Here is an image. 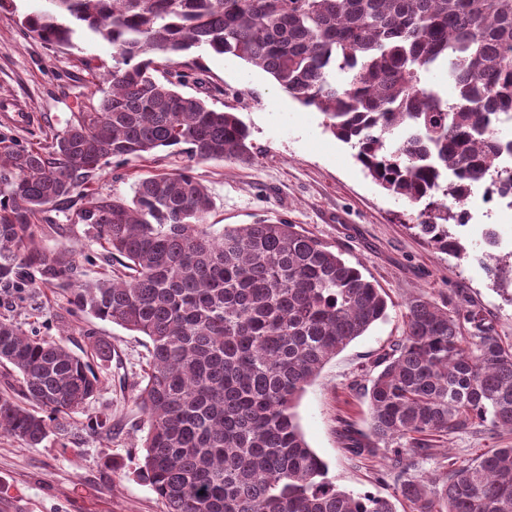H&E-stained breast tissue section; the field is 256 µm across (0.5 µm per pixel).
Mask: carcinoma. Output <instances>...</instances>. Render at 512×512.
Segmentation results:
<instances>
[{
  "label": "carcinoma",
  "instance_id": "carcinoma-1",
  "mask_svg": "<svg viewBox=\"0 0 512 512\" xmlns=\"http://www.w3.org/2000/svg\"><path fill=\"white\" fill-rule=\"evenodd\" d=\"M26 34L71 47L88 31L112 46L98 105L72 113L43 149L0 139V288L61 289L69 315L150 340L135 403L146 417L141 477L166 512H397L341 490L308 446L296 404L324 364L387 314L385 293L342 252L287 220L211 231L212 197L186 166L138 179L131 198L82 186L110 160L185 147L197 161L242 158L237 113L177 90L169 71L194 50L244 61L313 107L389 194L425 202L414 225L437 250L465 247L448 206L473 187L512 195V0H50ZM443 71L456 97L427 75ZM75 207L73 224L119 268L89 281L38 217ZM0 435L35 448L64 432L100 379L91 361L0 317ZM363 386L371 436L392 441L395 499L412 512H512V446L427 486L414 459L486 423L512 432V345L465 296L406 303L404 336ZM348 452L372 456L345 434Z\"/></svg>",
  "mask_w": 512,
  "mask_h": 512
}]
</instances>
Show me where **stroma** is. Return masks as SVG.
<instances>
[{
  "label": "stroma",
  "mask_w": 512,
  "mask_h": 512,
  "mask_svg": "<svg viewBox=\"0 0 512 512\" xmlns=\"http://www.w3.org/2000/svg\"><path fill=\"white\" fill-rule=\"evenodd\" d=\"M16 4V9L0 10V102L22 103L27 120L19 124L0 116V136L39 149L65 128L73 112L98 102L112 68V48L88 34L78 36L71 48L47 46L25 35L19 23L21 15L48 9L47 0ZM186 60L196 64L200 79L188 81L184 93L218 109L234 107L251 130L250 158L192 162L165 148L145 160L111 163L86 187L129 197L147 172L191 165L215 202L209 223L221 228L288 220L339 247L345 260L384 289L386 318L325 364L302 395L296 415L308 445L327 463L328 477L339 488L390 496L393 482L379 474L385 448L366 460L353 459L345 448V424L368 427L360 385L372 361L402 336L405 304L420 294L440 301L464 293L493 320L501 339L512 343V282L493 281L476 261L488 223L502 239L498 259L512 256V207L486 201L484 186H475L466 201L470 223L456 230L467 251L442 253L414 228L420 205L373 182L353 149L326 130L315 108L302 106L269 74L241 60L200 51ZM48 219L43 245L69 249L87 278H100L101 267L90 262L101 251L95 240L72 224L70 213L52 211ZM0 312L78 354L89 349L83 337L87 330L112 346L111 359L94 363L101 379L97 394L71 416L65 436H49L35 448L0 436V486L16 490L12 496L0 494V512H163L138 475L146 418L134 397L150 359L148 338L107 321L75 320L62 293L48 288L2 301ZM101 414L111 415V434L91 425V418ZM509 444L512 435L487 426L455 434L445 443L446 454L420 459L414 474L428 483L441 476L447 462L465 465Z\"/></svg>",
  "instance_id": "stroma-1"
}]
</instances>
